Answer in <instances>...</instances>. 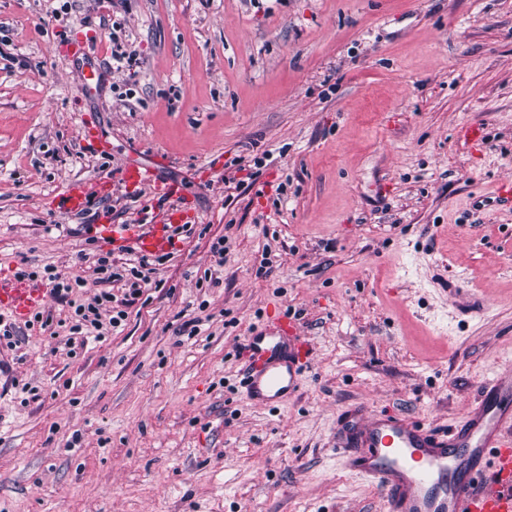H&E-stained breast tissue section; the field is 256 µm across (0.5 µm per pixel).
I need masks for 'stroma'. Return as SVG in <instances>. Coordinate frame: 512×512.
<instances>
[{
	"instance_id": "obj_1",
	"label": "stroma",
	"mask_w": 512,
	"mask_h": 512,
	"mask_svg": "<svg viewBox=\"0 0 512 512\" xmlns=\"http://www.w3.org/2000/svg\"><path fill=\"white\" fill-rule=\"evenodd\" d=\"M90 40L92 97L71 56ZM160 157L195 220L121 327L73 340L51 297L0 344V512H385L333 452L338 415L446 430L512 366V212L487 197L512 179V0H74L65 22L0 0L1 275L53 265L93 296L114 244L62 196L108 180L91 212L133 223L157 196L123 172ZM233 161L260 163L255 184L225 182ZM280 314L312 364L296 397L252 406L238 346ZM112 46H110L112 64L116 66L117 70L128 71L127 77L133 78L136 71L131 72L133 66L137 63V53L135 49H131L128 44L129 40L122 38L116 32H112Z\"/></svg>"
}]
</instances>
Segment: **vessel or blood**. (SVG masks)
Masks as SVG:
<instances>
[{
    "mask_svg": "<svg viewBox=\"0 0 512 512\" xmlns=\"http://www.w3.org/2000/svg\"><path fill=\"white\" fill-rule=\"evenodd\" d=\"M127 179L166 198L181 194L164 185L155 167L131 166ZM107 181L74 182L62 208L87 210L92 196L105 194ZM189 211L172 207L149 227H118L102 219L103 232L143 253L166 250L169 224H188ZM48 291L0 277V309L21 318L44 306ZM242 388L254 406L286 403L300 390L310 367L311 344L295 322L277 321L247 337ZM336 455L380 491L387 512H512V370L484 383L477 403L449 431L396 413L354 407L337 419Z\"/></svg>",
    "mask_w": 512,
    "mask_h": 512,
    "instance_id": "obj_1",
    "label": "vessel or blood"
}]
</instances>
